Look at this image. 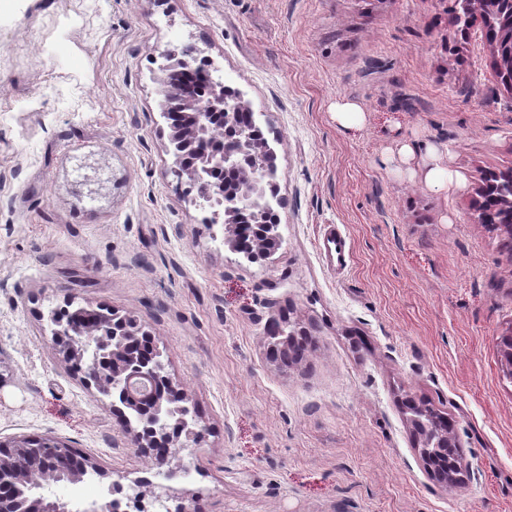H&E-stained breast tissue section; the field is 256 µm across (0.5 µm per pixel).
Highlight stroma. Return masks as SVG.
Returning <instances> with one entry per match:
<instances>
[{
    "label": "stroma",
    "mask_w": 512,
    "mask_h": 512,
    "mask_svg": "<svg viewBox=\"0 0 512 512\" xmlns=\"http://www.w3.org/2000/svg\"><path fill=\"white\" fill-rule=\"evenodd\" d=\"M186 47L275 150L269 256L232 250L174 174L162 53ZM430 144L454 189L422 180ZM507 167L512 96L448 0H0V440L91 458L102 476L46 489L72 510L116 484L146 512H512V251L469 208L480 170ZM69 302L149 332L200 444L156 467L54 344ZM286 314L314 344L290 370L266 355ZM406 392L455 420L458 484L425 471ZM333 117L339 126L347 129L360 128L365 121L364 112L351 102L336 103Z\"/></svg>",
    "instance_id": "1"
}]
</instances>
